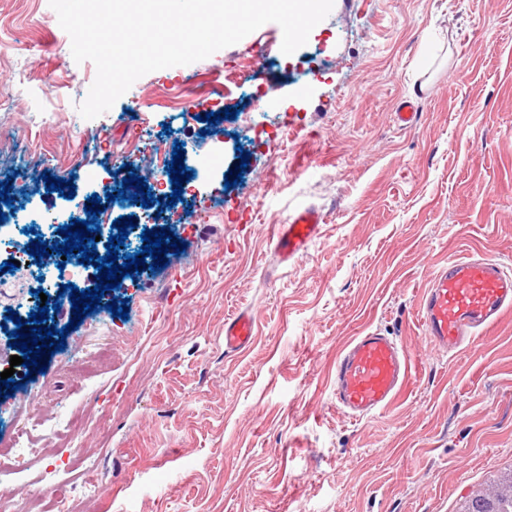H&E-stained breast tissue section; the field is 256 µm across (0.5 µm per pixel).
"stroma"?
<instances>
[{
  "instance_id": "1",
  "label": "stroma",
  "mask_w": 512,
  "mask_h": 512,
  "mask_svg": "<svg viewBox=\"0 0 512 512\" xmlns=\"http://www.w3.org/2000/svg\"><path fill=\"white\" fill-rule=\"evenodd\" d=\"M268 23L185 66L139 78L106 113L77 110L96 78L75 62L49 0H0V162L26 170L28 211L73 210L106 193L130 159L158 170L154 141L204 142L207 112L225 120L222 167L196 184L183 253L124 291L127 318L94 312L69 331L46 372L26 380L3 326L26 314L34 269L0 288V434L13 408L85 418L76 445L97 453V512H457L462 498L512 469V313L473 348L440 353L417 313L437 263L474 253L512 270V0H334L295 53ZM261 56L263 90L233 77ZM211 95L177 113L164 97ZM414 126L393 121L400 99ZM259 145L241 159L238 143ZM241 180L226 187L235 166ZM72 180L75 198L46 177ZM325 217L296 261L278 264L274 225L294 206ZM250 311L257 335L224 352V321ZM365 329L401 341L412 385L361 421L337 408L330 371ZM108 347L109 368L78 375ZM28 462L0 489V512L82 491L67 455Z\"/></svg>"
}]
</instances>
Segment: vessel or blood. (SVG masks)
Segmentation results:
<instances>
[{
	"instance_id": "b4317fda",
	"label": "vessel or blood",
	"mask_w": 512,
	"mask_h": 512,
	"mask_svg": "<svg viewBox=\"0 0 512 512\" xmlns=\"http://www.w3.org/2000/svg\"><path fill=\"white\" fill-rule=\"evenodd\" d=\"M323 216L311 206L295 209L272 236L280 262L297 260L320 234ZM512 312V273L496 261L454 257L437 265L419 298L418 314L431 345L445 353L471 348ZM256 336L255 319L241 311L224 322V351L235 355ZM413 357L380 330H364L339 350L332 396L349 418L360 421L388 409L412 381Z\"/></svg>"
}]
</instances>
